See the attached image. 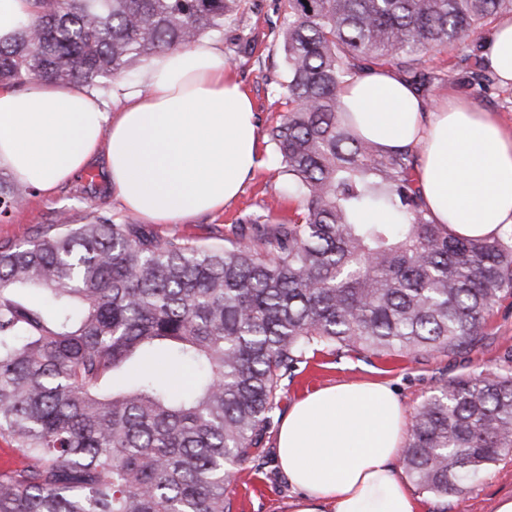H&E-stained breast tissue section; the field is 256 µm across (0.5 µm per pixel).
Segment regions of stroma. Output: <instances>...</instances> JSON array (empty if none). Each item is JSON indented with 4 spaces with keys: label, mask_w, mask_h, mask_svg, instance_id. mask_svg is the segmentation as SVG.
Instances as JSON below:
<instances>
[{
    "label": "stroma",
    "mask_w": 512,
    "mask_h": 512,
    "mask_svg": "<svg viewBox=\"0 0 512 512\" xmlns=\"http://www.w3.org/2000/svg\"><path fill=\"white\" fill-rule=\"evenodd\" d=\"M242 7L241 21L225 25L219 45L237 80L251 95L258 129L263 132L279 121L283 111L272 93L276 83L286 76L283 43L278 35L282 13L277 0H243ZM461 53V46L451 45L424 54L425 66L441 77L433 92V105H440L449 94H456L478 109L494 113L512 133V88L499 85L490 94L479 93L469 84L465 71L456 66ZM259 150L262 164L256 175L223 212L198 216L181 224H156L153 232L161 238L176 233L204 244H216L232 224L254 212L266 209L273 221H286L297 203L289 198L285 180L277 173L278 164L270 143L260 141ZM17 191L18 204L0 219V243H23L34 238L55 223L62 211L73 224H88L100 218L118 220L125 214L107 186L99 160L63 184L52 198H40L22 184ZM511 356L510 297L498 301L481 340L470 349L419 356L396 353L378 357L347 349L317 353L299 367L293 381L282 391L260 458L243 463L235 471L229 494L230 512H290L296 493L276 463V436L288 409L307 394L340 383L385 382L396 391L406 414L411 416L438 379L486 374L497 370ZM511 495L512 460L506 459L475 477L464 501L424 493L418 497V512H495L498 499Z\"/></svg>",
    "instance_id": "stroma-1"
}]
</instances>
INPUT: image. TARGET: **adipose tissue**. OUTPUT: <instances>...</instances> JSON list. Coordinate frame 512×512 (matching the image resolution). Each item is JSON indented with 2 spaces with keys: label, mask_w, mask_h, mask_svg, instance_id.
<instances>
[{
  "label": "adipose tissue",
  "mask_w": 512,
  "mask_h": 512,
  "mask_svg": "<svg viewBox=\"0 0 512 512\" xmlns=\"http://www.w3.org/2000/svg\"><path fill=\"white\" fill-rule=\"evenodd\" d=\"M488 59L512 86V18L496 25ZM341 102L363 140L419 150L417 184L436 223L468 238L512 227V135L494 114L455 96L430 106L386 67L348 81ZM258 143L252 100L209 43L154 56L110 109L78 84L0 86V169L47 199L103 158L122 207L153 224L223 211L259 168ZM406 424L399 397L379 382L295 402L277 437L297 492L292 512H416L395 467Z\"/></svg>",
  "instance_id": "obj_1"
}]
</instances>
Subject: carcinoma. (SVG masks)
<instances>
[{"label": "carcinoma", "instance_id": "cac0c4a2", "mask_svg": "<svg viewBox=\"0 0 512 512\" xmlns=\"http://www.w3.org/2000/svg\"><path fill=\"white\" fill-rule=\"evenodd\" d=\"M242 0H33L0 42V83L114 78L203 35ZM512 0H283L286 108L267 130L294 216L249 214L222 246L157 239L131 217L0 243V436L24 463L0 472V512H226L235 467L260 447L286 382L326 348L445 353L483 335L512 296V244L463 238L426 208L412 149L361 139L344 84L395 69L423 99L421 53L470 41L486 92V20ZM0 177V218L18 203ZM383 213L386 223H365ZM191 368L175 393L157 372ZM512 455V358L439 380L402 450L421 493L461 498Z\"/></svg>", "mask_w": 512, "mask_h": 512}]
</instances>
